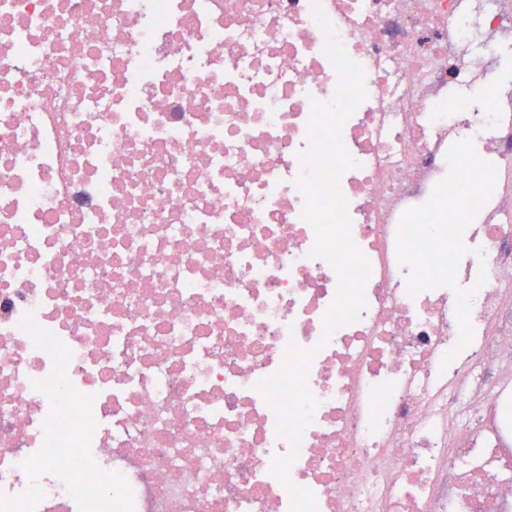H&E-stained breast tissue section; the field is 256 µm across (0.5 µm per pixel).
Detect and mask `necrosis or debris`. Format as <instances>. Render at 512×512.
<instances>
[{"mask_svg": "<svg viewBox=\"0 0 512 512\" xmlns=\"http://www.w3.org/2000/svg\"><path fill=\"white\" fill-rule=\"evenodd\" d=\"M321 6L365 73L370 264L326 343L312 0H0V512H512V0ZM293 343L318 407L283 484L256 385Z\"/></svg>", "mask_w": 512, "mask_h": 512, "instance_id": "1", "label": "necrosis or debris"}]
</instances>
